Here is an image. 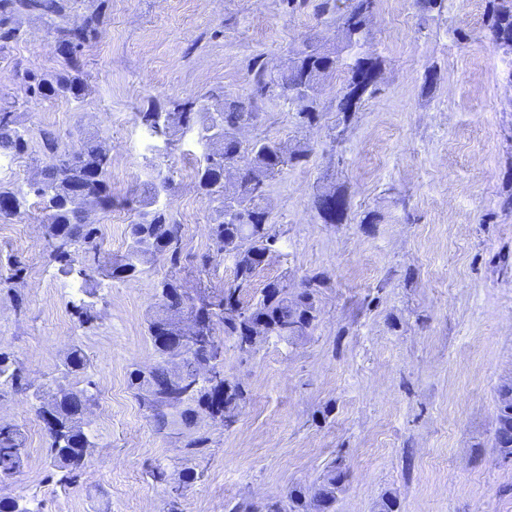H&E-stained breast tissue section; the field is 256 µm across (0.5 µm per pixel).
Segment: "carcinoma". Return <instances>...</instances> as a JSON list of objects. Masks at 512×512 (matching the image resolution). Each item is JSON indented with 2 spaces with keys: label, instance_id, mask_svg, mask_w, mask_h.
Here are the masks:
<instances>
[{
  "label": "carcinoma",
  "instance_id": "carcinoma-1",
  "mask_svg": "<svg viewBox=\"0 0 512 512\" xmlns=\"http://www.w3.org/2000/svg\"><path fill=\"white\" fill-rule=\"evenodd\" d=\"M79 0H0V47L22 40L21 18L36 15L45 20L54 33L56 52L65 61V68L57 71H27L24 74L26 94L35 99L63 98L82 101L91 93L77 53L84 45L98 37L103 21L102 4H91L81 15L79 25L72 24L70 17ZM376 0H350L346 10L339 15V25L346 34L345 47L352 48L363 37ZM489 38L495 46L502 48L512 44V0H489ZM295 65L272 79L267 78L263 66L254 70L255 93L265 95L274 92L278 97L295 103L300 96L305 104L296 106V114L302 124L319 119L318 100L321 90L301 94L303 77L307 73L333 70L340 58L320 53L306 39L293 52ZM355 91L354 78L337 93V110L341 121L347 122L349 96ZM196 100L189 99L177 104L173 114L179 115L183 126L202 123L203 138L209 140L217 132H230L249 118L243 101L224 99L219 112H195ZM169 113L154 107L140 113L144 125L154 131L164 125ZM27 130L15 115V105L0 106V152L21 153L27 147ZM41 147L51 164L43 171L39 181L30 184V189L40 200L46 235L56 241L50 252L51 260L60 265L62 272L75 270L83 276L101 273L104 276L123 280L129 274L142 272L143 267L159 257L164 258L174 270L180 267L182 255L183 226L165 208L153 207L154 199L161 190L169 189V179L164 178L150 189V197L143 200L138 218L130 225V243L126 254L113 260L101 255L99 240L101 225L91 216L112 204L111 189L106 173L111 166V157L102 143L88 139L74 151L60 147L59 136L52 130L40 132ZM308 157V149L299 144L293 150L288 146L259 140L239 151L223 146L222 159L215 160L204 153L197 171L198 187L216 213L211 225L210 241L214 251L234 259V279L219 291L203 289L199 307H215V320L204 323L201 333L209 337L208 349L202 357L210 362L214 376L224 375V342L214 339L215 326L224 331V337L233 339L245 320L246 313L257 309L273 324L274 336L290 339L307 336L316 321V298L321 286L318 274L305 278L298 288H290L282 281H270L260 289L256 300L247 301L243 292L249 288L261 261L259 253L272 247L276 239L273 225L268 223L265 206L267 183L252 184L251 174L259 171L272 176L288 164H298ZM238 177L244 186L240 196L245 219L241 222L224 216V179ZM182 288L180 280L172 274L160 283L162 304L159 311L150 317L149 338H154L155 327L166 322L174 323L181 312L179 303L173 300ZM156 361L147 370L135 369L130 373L129 386L135 392L142 407L149 412L155 430L159 433L179 421L188 431L189 440L184 446V457L189 460L205 452L211 443L207 432L201 430V420L207 418L214 423L230 426L246 398L241 383L224 380L226 398L221 414L213 406L205 391V385H175L169 380V371L162 356V349L153 345ZM89 359L82 348L75 346L64 363L65 372L78 375L87 370ZM21 376L13 367L10 358L0 353V385H16ZM92 394L85 388L61 387L45 403L36 406V414H46L52 424L46 428L49 437L47 461L54 470L66 472V478L78 477L85 458L91 454L94 443L85 431L83 411ZM493 447L506 458H512V380L503 382L497 395V415ZM27 458L26 439L20 430L0 423V480L8 479L24 467ZM347 471L342 464L333 461L326 467L313 494L301 487H294L282 499H277L257 508L249 502L236 503L229 512H311L312 503H317L318 512H335L336 494L347 481Z\"/></svg>",
  "mask_w": 512,
  "mask_h": 512
}]
</instances>
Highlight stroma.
I'll return each mask as SVG.
<instances>
[{"label": "stroma", "mask_w": 512, "mask_h": 512, "mask_svg": "<svg viewBox=\"0 0 512 512\" xmlns=\"http://www.w3.org/2000/svg\"><path fill=\"white\" fill-rule=\"evenodd\" d=\"M309 2L105 0L104 28L81 54L92 92L79 104L25 100V71L63 65L44 20L24 18L23 39L0 50V105L18 104L29 133L24 152L0 155V188L25 193L17 215L0 217V274L22 267L0 284V353L22 377L0 393V423L21 430L28 449L0 499L28 512H166L178 483L182 512H224L314 488L338 461L349 477L335 512H377L385 494L400 512H512V459L492 446L497 389L512 378V53L486 37L488 0H444L430 13L416 0H377L359 46L340 49L319 120L303 125L288 101L254 95L252 68L277 77L307 38L340 48L335 16ZM358 56L382 64L374 94L342 125L336 93ZM212 93L246 102L243 142L309 148L269 182L277 241L253 290L314 273L324 281L309 336L270 338L247 357L225 341L224 375L248 398L232 427H211L210 448L192 462L200 477L185 485L187 430L156 433L128 385L130 371L155 361L147 322L169 265L129 280L64 274L30 183L50 163L41 130L70 150L92 136L106 145L115 204L95 219L102 251L117 258L136 219L129 199L169 177L157 205L183 226L178 276L189 289H222L234 265L210 246L201 127L177 129L166 145L140 120L151 105ZM327 185L349 199L342 223L314 206ZM83 304L98 315L84 326L74 315ZM76 345L90 360L78 381L94 396L95 448L65 482L47 464L35 396L67 385L62 364ZM157 465L165 482L151 475Z\"/></svg>", "instance_id": "stroma-1"}]
</instances>
